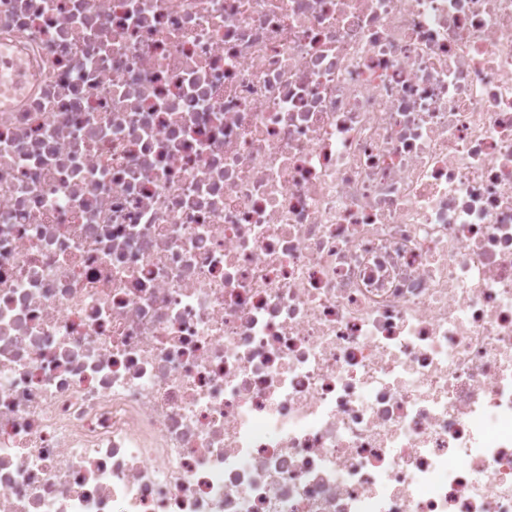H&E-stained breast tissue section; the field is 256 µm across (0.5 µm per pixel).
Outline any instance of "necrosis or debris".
<instances>
[{
  "instance_id": "obj_1",
  "label": "necrosis or debris",
  "mask_w": 512,
  "mask_h": 512,
  "mask_svg": "<svg viewBox=\"0 0 512 512\" xmlns=\"http://www.w3.org/2000/svg\"><path fill=\"white\" fill-rule=\"evenodd\" d=\"M0 512H512V0H0Z\"/></svg>"
}]
</instances>
